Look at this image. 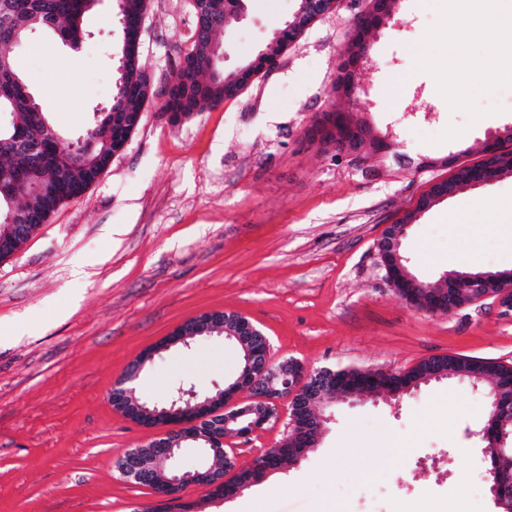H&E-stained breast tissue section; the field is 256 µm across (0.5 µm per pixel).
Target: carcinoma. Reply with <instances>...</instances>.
I'll return each instance as SVG.
<instances>
[{"label": "carcinoma", "instance_id": "cac0c4a2", "mask_svg": "<svg viewBox=\"0 0 512 512\" xmlns=\"http://www.w3.org/2000/svg\"><path fill=\"white\" fill-rule=\"evenodd\" d=\"M97 0H0V238L9 244L0 261L14 255L25 243L12 237L6 228L8 216L15 205L14 193L27 190L20 204L25 212L24 223L37 231L64 203L79 197L107 167L115 152L126 146L136 132L132 126L112 124V106L93 114L83 134L84 145L67 153L61 149L49 126L52 121L42 111L36 97L19 74L14 49L26 37L40 30H49L61 39L81 40L82 19ZM149 0H118L117 19L134 22L146 13ZM224 14L220 0L210 14L197 18L196 26L185 50L184 66L177 70L170 87L164 111L173 124L197 112L224 103L222 80L232 79L224 71V61L214 53L215 36L221 31ZM286 51L283 37L275 32L262 48L266 61L276 62ZM153 95L149 74L139 64L124 67L117 74L112 98L118 100L120 111L135 116L144 111ZM398 296H417L422 285L414 277L396 274L391 282ZM459 372L466 378L481 379L512 393V365L497 364L461 355H442L424 360L403 374L383 373L374 378L359 369H340L337 378L368 389L378 388L389 396L407 391L421 378ZM296 424L278 452L268 459L277 468L293 461L296 450L303 447V428L307 414L294 407Z\"/></svg>", "mask_w": 512, "mask_h": 512}]
</instances>
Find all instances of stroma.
Masks as SVG:
<instances>
[{
	"label": "stroma",
	"mask_w": 512,
	"mask_h": 512,
	"mask_svg": "<svg viewBox=\"0 0 512 512\" xmlns=\"http://www.w3.org/2000/svg\"><path fill=\"white\" fill-rule=\"evenodd\" d=\"M368 0H340L235 98L173 125L163 112L195 25L191 0H150L141 65L153 98L127 148L81 197L62 205L0 263V512H135L151 499L116 461L152 432L115 412L112 385L142 350L189 318H246L270 359L312 370L403 373L458 354L512 364V314L407 305L379 265L386 226L415 206L446 168L474 163L512 127V60L493 27L458 42L445 13L469 0H396L370 37L355 96L332 83ZM246 16L218 36L226 69L250 60L298 0H245ZM116 0H99L71 50L30 35L18 71L62 136H81L112 99L121 36ZM338 110L392 134L391 153L366 159L311 146L313 113ZM512 175L433 203L403 240L421 279L467 255L479 270L512 269ZM237 346L202 336L156 357L137 393L164 401L179 384L212 392L232 381ZM486 389L463 377L336 401L317 448L226 499L189 489L197 512H497L478 437ZM290 407L224 449L243 462L282 442Z\"/></svg>",
	"instance_id": "1"
}]
</instances>
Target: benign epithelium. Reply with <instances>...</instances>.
<instances>
[{
	"instance_id": "obj_1",
	"label": "benign epithelium",
	"mask_w": 512,
	"mask_h": 512,
	"mask_svg": "<svg viewBox=\"0 0 512 512\" xmlns=\"http://www.w3.org/2000/svg\"><path fill=\"white\" fill-rule=\"evenodd\" d=\"M337 0H301L293 20L287 23L288 44L297 42L301 34L320 16L332 10ZM391 2L389 0H370L367 15L369 29L384 26L390 20ZM143 28L127 32L123 41V60H136L141 54V36ZM322 115L311 118L308 128L309 140L323 151H335L344 155H358L356 143L363 136L367 126L357 124L341 142H327L320 130ZM512 152V141L503 132L492 142L485 145L480 165L477 166L483 176L472 178L466 184L474 188L491 183L486 174L499 164V160ZM404 235L386 237L378 248L379 257L387 254L397 259L396 270L402 271V240ZM497 284L491 285L487 275L470 272H455L442 275V288H431L428 296L420 297L416 302L407 304L431 313H441L443 309L430 303L434 297L448 296V311L460 308L457 303L459 291H465L473 298V304L487 301L495 305L501 313H512V272L495 273ZM224 312L214 311L191 318L171 334L150 348L136 355L130 362L124 376L112 388L110 400L112 407L124 417L154 431L151 440L138 447L129 449L119 458L117 468L128 480L144 486L151 491L153 502L141 512H193V504L187 501L183 492L188 488L198 489L209 496L221 497L224 492L225 469L212 464H204L193 471H181L175 465L176 455L182 444L194 441L203 448L205 454L224 452V442L230 437H239L236 428L242 417L255 414L267 422L278 412L281 401H289L290 406L301 405L311 412L306 448L318 446L326 419L317 411L335 401H347L363 396L356 388H344L336 393L326 386V377L330 369L309 372L294 360L273 364L268 354L260 353L256 329L251 326H239L229 329L221 326ZM222 335L234 342L241 351V363L237 378L215 394L200 395L194 391L187 393L189 401L184 405L173 401L165 405L150 406L143 402L130 383L138 377L148 363L178 344H187V340L203 335ZM488 420L486 426L478 432L482 441L489 442L485 453L493 460L490 474V492L495 505L512 512V431L499 424V418L512 413V401L503 398L498 390L488 395ZM153 456L151 469L142 465L145 453ZM229 468L241 474L251 471L260 478L268 473L258 459L247 463H238L228 459Z\"/></svg>"
}]
</instances>
